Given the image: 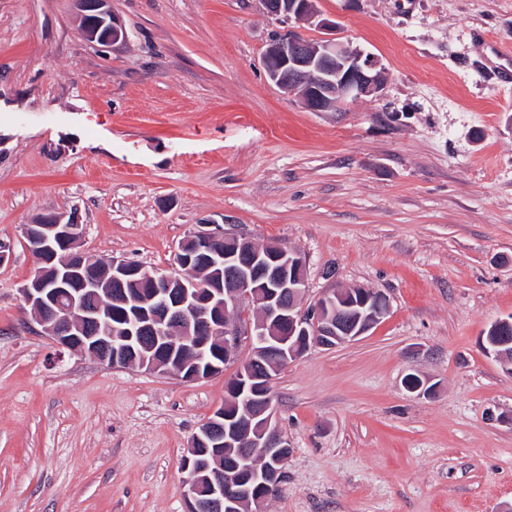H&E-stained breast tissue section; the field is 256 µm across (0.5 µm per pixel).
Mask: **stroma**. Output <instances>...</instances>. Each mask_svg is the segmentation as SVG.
Here are the masks:
<instances>
[{"mask_svg":"<svg viewBox=\"0 0 512 512\" xmlns=\"http://www.w3.org/2000/svg\"><path fill=\"white\" fill-rule=\"evenodd\" d=\"M0 0V512H185L180 462L235 370L182 381L31 333L22 225L77 212L83 245L168 273L203 218L298 252L306 302L387 313L272 382L291 453L264 512H512V0H317L376 55L374 97L313 112L268 82L287 31L261 0ZM435 383L409 392L406 374ZM80 6L81 33L90 42L119 47L126 41V30L120 18L109 9V0H76ZM111 18L106 30L102 28Z\"/></svg>","mask_w":512,"mask_h":512,"instance_id":"obj_1","label":"stroma"}]
</instances>
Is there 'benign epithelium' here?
<instances>
[{
  "label": "benign epithelium",
  "mask_w": 512,
  "mask_h": 512,
  "mask_svg": "<svg viewBox=\"0 0 512 512\" xmlns=\"http://www.w3.org/2000/svg\"><path fill=\"white\" fill-rule=\"evenodd\" d=\"M81 33L90 42L115 48L126 41L120 18L109 0H77ZM311 0H263L265 10L288 21L314 22L324 30L336 23L310 8ZM264 66L288 69V90L314 112H329L333 104L373 96L384 85V68L373 56L336 39L311 47L296 30L273 35ZM27 249L35 259L32 276L19 288L23 306L47 336L68 350L93 356L110 367H137L185 381L224 371L212 365L203 371L175 356L181 344L195 340L196 349L209 344L224 348L229 362L242 340L257 342L251 359L228 378V398H245L246 413L220 407L192 437L180 468L184 473L187 512H238L255 497L259 486L272 492L286 462L288 440L275 424L271 394L273 374L313 346L335 348L366 335L380 319L365 313L360 326L345 334L337 327L347 311L363 309L378 291L333 288L307 309L300 307L306 264L300 254L279 246H260L243 233H228L218 222L203 219L198 229L178 245L174 263L178 274L151 273L135 261L114 259L96 263L82 248L84 225L74 214L48 213L21 227ZM222 266L220 288L193 278L199 270ZM108 302H103V298ZM259 306L257 319L245 317L244 303ZM512 320H499L498 334L488 355L504 361ZM166 342L167 355H153L150 346ZM209 448H239L224 461ZM271 462L259 471L252 466V449Z\"/></svg>",
  "instance_id": "benign-epithelium-1"
}]
</instances>
